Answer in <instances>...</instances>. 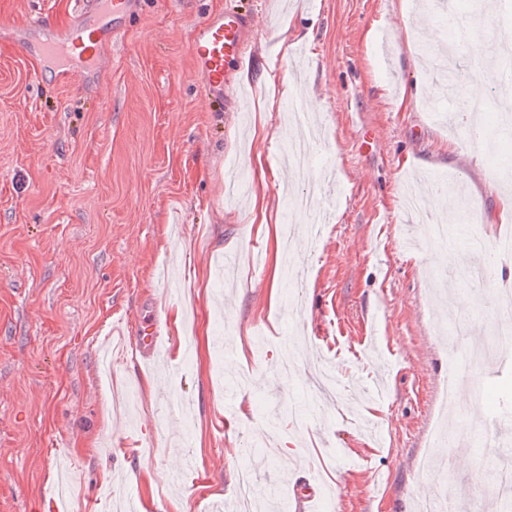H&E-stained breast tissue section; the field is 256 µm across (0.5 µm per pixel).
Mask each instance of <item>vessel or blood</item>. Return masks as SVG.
Wrapping results in <instances>:
<instances>
[{"label":"vessel or blood","mask_w":512,"mask_h":512,"mask_svg":"<svg viewBox=\"0 0 512 512\" xmlns=\"http://www.w3.org/2000/svg\"><path fill=\"white\" fill-rule=\"evenodd\" d=\"M138 0H79L70 28L55 33L43 45L49 57L63 58L78 53L85 60H95L103 44L118 42L124 30L122 19L133 13ZM254 19L235 8L211 14L197 21L191 31L189 49L212 99L236 104L239 86L236 69L251 46ZM159 334L154 319L142 320L138 342L144 354L155 353Z\"/></svg>","instance_id":"vessel-or-blood-1"}]
</instances>
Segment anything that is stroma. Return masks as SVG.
I'll return each instance as SVG.
<instances>
[{
	"label": "stroma",
	"instance_id": "35a3bbf8",
	"mask_svg": "<svg viewBox=\"0 0 512 512\" xmlns=\"http://www.w3.org/2000/svg\"><path fill=\"white\" fill-rule=\"evenodd\" d=\"M225 3L139 0L97 70L69 60L65 81L14 46L38 44L50 27L36 18L67 22L75 0H0V512H59L60 453L74 471L72 512H113L126 498L151 512L175 498L185 512L227 507L244 465L261 497L290 512H308L294 493L303 481L334 512H414L435 485L423 460L448 358L487 340L490 295L512 260L475 283L466 237L404 244L409 182L421 201L444 179L482 215L500 209L486 153L436 118L446 96L422 50L464 35V107L494 90L479 61L512 40V18L499 2L435 12L414 0H237L256 31L234 109L206 98L188 48L193 24ZM312 95V165L334 167L335 204L318 240L294 238L281 262L309 270L294 311L283 294L269 304L271 246L247 203L226 201L224 178L244 165L251 193L271 202L269 223L284 224L288 113ZM264 126L276 142L258 137ZM448 289L471 297L463 348L439 337ZM146 316L162 332L154 365L125 339L104 370L97 351L114 320ZM479 385L512 430V367ZM289 439L298 446L284 462ZM501 455L444 470L456 512H469L474 487L497 499Z\"/></svg>",
	"mask_w": 512,
	"mask_h": 512
}]
</instances>
